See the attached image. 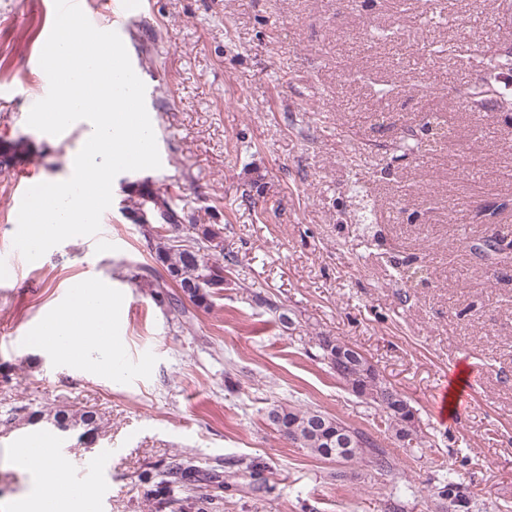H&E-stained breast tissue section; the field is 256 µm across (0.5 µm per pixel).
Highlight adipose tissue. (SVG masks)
Instances as JSON below:
<instances>
[{"label": "adipose tissue", "instance_id": "1", "mask_svg": "<svg viewBox=\"0 0 512 512\" xmlns=\"http://www.w3.org/2000/svg\"><path fill=\"white\" fill-rule=\"evenodd\" d=\"M110 289L100 283H86L71 294L66 311L45 318L36 326L35 336L51 335L48 348L63 361H78L87 371H100L112 363V308ZM15 460L34 480L33 492L20 498L22 512H90L98 493L85 486L72 493L63 479L60 460L29 446L16 448Z\"/></svg>", "mask_w": 512, "mask_h": 512}]
</instances>
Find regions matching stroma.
Listing matches in <instances>:
<instances>
[{
    "instance_id": "obj_1",
    "label": "stroma",
    "mask_w": 512,
    "mask_h": 512,
    "mask_svg": "<svg viewBox=\"0 0 512 512\" xmlns=\"http://www.w3.org/2000/svg\"><path fill=\"white\" fill-rule=\"evenodd\" d=\"M112 21L146 86L161 166L146 170L181 218L224 227L236 257L211 310L157 304L149 242L122 212L123 186L95 236L27 262L14 249V179L66 171L83 130L26 124L49 89L39 56L50 0H0V141L29 138L31 155L0 172V512L31 487L14 448L59 409H98L93 445L49 430L68 481L96 470L94 512H446L431 485L452 477L479 512H512V275L458 250L512 230V112L464 107L485 55L512 46V0H140ZM458 42L461 53H446ZM438 113L448 137L421 160L397 159L404 128ZM370 181L376 221L356 223L349 186ZM424 266L404 281L403 269ZM85 281L116 301L113 370L86 373L30 342ZM274 303L265 308L255 295ZM359 351L413 407L424 446L379 431L380 412L340 382L318 337ZM460 380L465 401L440 417L437 393ZM318 409L375 435L392 473L336 464L285 440L273 401ZM42 411L31 426L14 408ZM193 489L150 492L185 459Z\"/></svg>"
}]
</instances>
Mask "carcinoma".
<instances>
[{
    "label": "carcinoma",
    "instance_id": "carcinoma-1",
    "mask_svg": "<svg viewBox=\"0 0 512 512\" xmlns=\"http://www.w3.org/2000/svg\"><path fill=\"white\" fill-rule=\"evenodd\" d=\"M499 72L512 73V51H502L487 61V76L479 79L464 92L463 99L470 107L490 108L501 112H512V97L501 92L492 82L490 75ZM400 157H425L437 150V146L424 143V139H414L409 131H404L395 145ZM352 198L356 202V223H361L364 211L370 208L367 184L357 178L353 182ZM224 238L222 224H195L188 220L186 224H176L162 233L153 236L156 240L151 250L153 262L163 271L165 279L157 284L159 291L154 299L167 303L173 309L185 312L184 301L203 310L214 304L209 283L230 272L234 260L227 263L212 259L216 252L224 248L215 243ZM457 248L473 254L486 255L495 251L493 237L483 243L472 242L462 236L457 240ZM174 284L180 290L175 295L166 291L168 284ZM336 378L357 397L381 411V423L385 430L393 431L400 439L415 433V413L407 398L394 386L379 379L373 367L365 362L336 363L331 366ZM267 417L281 435L310 454L324 460H334L341 455L349 462L367 456L370 463L381 471L391 469L386 453L364 433L352 428L340 419L318 410H302L288 402L277 401L268 408ZM97 412L85 410L75 417L66 410L53 414L51 424L62 432L85 427L80 438L93 441ZM175 482L183 486L197 481L198 470L192 461L187 460L173 471ZM433 493L448 501L450 512H469L475 504V495L462 484L448 479L444 484L434 487Z\"/></svg>",
    "mask_w": 512,
    "mask_h": 512
}]
</instances>
